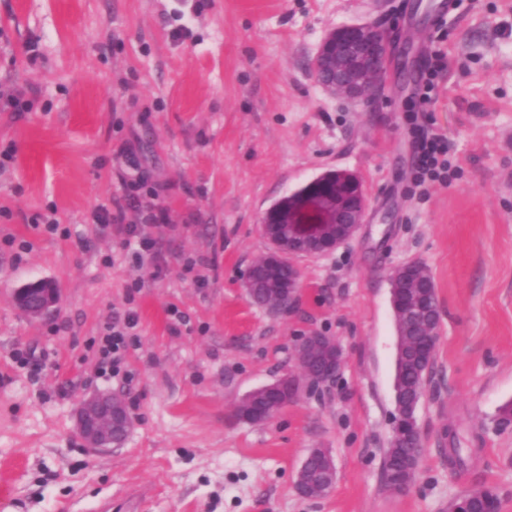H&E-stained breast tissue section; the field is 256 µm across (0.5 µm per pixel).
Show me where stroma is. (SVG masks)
<instances>
[{
    "mask_svg": "<svg viewBox=\"0 0 512 512\" xmlns=\"http://www.w3.org/2000/svg\"><path fill=\"white\" fill-rule=\"evenodd\" d=\"M428 0H0V512H450L493 489L512 512V0H462L436 27ZM387 30L394 63L373 98L324 92L310 60L331 27ZM441 50L422 120L448 140V179L413 182L406 49ZM330 169L367 199L355 238L303 258L297 308L244 288L267 250L265 209ZM164 218L143 223L140 207ZM122 209V224L98 212ZM55 219L56 231L35 224ZM137 225L127 235L123 224ZM154 244L145 266L140 240ZM416 260L437 289L436 366L416 420L414 484L382 481L398 335L389 272ZM49 279L33 318L17 288ZM134 312V343L102 375L99 343ZM335 337L328 388L300 387L255 425L235 407L295 368L298 337ZM116 392L134 427L106 455L83 447L79 403ZM468 465L454 469L448 447ZM328 449L336 484L296 475ZM58 288L49 280H38L18 288L15 301L19 308L32 317L47 315L58 302Z\"/></svg>",
    "mask_w": 512,
    "mask_h": 512,
    "instance_id": "35a3bbf8",
    "label": "stroma"
}]
</instances>
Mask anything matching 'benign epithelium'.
Here are the masks:
<instances>
[{
  "mask_svg": "<svg viewBox=\"0 0 512 512\" xmlns=\"http://www.w3.org/2000/svg\"><path fill=\"white\" fill-rule=\"evenodd\" d=\"M391 50L387 32L373 23H348L329 29L318 43L311 63L316 83L327 93L349 101L365 100L380 79ZM366 197L354 175L327 171L282 197L261 217V230L268 247L253 263L245 281L246 293L256 288L272 289L273 311L289 313L299 301L301 274L296 260L322 257L348 244L363 224ZM293 264L294 273L284 280L278 276L283 261ZM401 281L405 290L391 298L393 310L401 317L415 316L427 323L430 336L439 335V324L429 323L435 310L425 294H413L420 276L413 263L394 267L389 281ZM58 289L49 280H38L17 289L15 301L32 317L47 315L58 302ZM295 364L301 376L313 385L336 380L343 366L342 350L336 339L311 333L294 346ZM299 380L285 373L274 382L253 389L237 406V414L266 422L288 406ZM397 441L420 431L413 424L415 414L397 412ZM133 426L125 398L118 393L96 392L84 399L75 413V431L85 447L97 454L112 452L115 438L125 439Z\"/></svg>",
  "mask_w": 512,
  "mask_h": 512,
  "instance_id": "1",
  "label": "benign epithelium"
}]
</instances>
